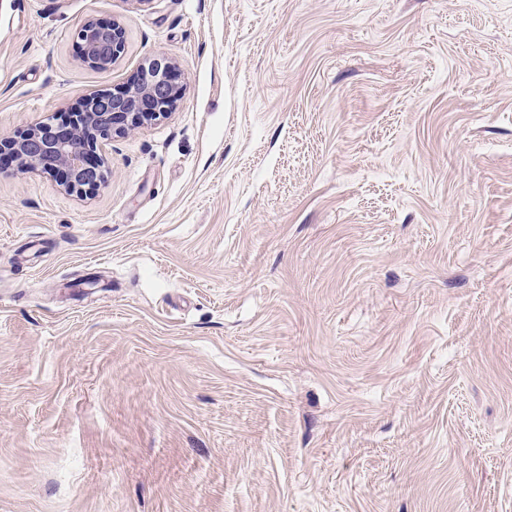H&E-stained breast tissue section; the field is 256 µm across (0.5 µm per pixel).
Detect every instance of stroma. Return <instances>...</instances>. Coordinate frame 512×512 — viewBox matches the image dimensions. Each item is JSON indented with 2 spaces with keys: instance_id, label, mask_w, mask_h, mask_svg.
I'll return each instance as SVG.
<instances>
[{
  "instance_id": "stroma-1",
  "label": "stroma",
  "mask_w": 512,
  "mask_h": 512,
  "mask_svg": "<svg viewBox=\"0 0 512 512\" xmlns=\"http://www.w3.org/2000/svg\"><path fill=\"white\" fill-rule=\"evenodd\" d=\"M153 58L0 173V512H512V0H0V136ZM81 59L100 73H108L125 48V33L118 22L88 21L75 33ZM174 64L152 59L137 80L112 93H93L82 108L70 112V127L58 123L34 124L14 136L0 139L1 159L20 173L55 174L64 169V189L92 196L105 181L102 167L89 159L103 142L123 136L171 112L178 101Z\"/></svg>"
}]
</instances>
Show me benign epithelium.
<instances>
[{"label":"benign epithelium","instance_id":"1","mask_svg":"<svg viewBox=\"0 0 512 512\" xmlns=\"http://www.w3.org/2000/svg\"><path fill=\"white\" fill-rule=\"evenodd\" d=\"M81 59L101 73H108L125 48V33L117 22L89 21L75 33ZM174 64L152 59L140 77L112 93H93L82 108L68 115L70 126L34 124L0 139V159L12 161L20 173L65 170L64 189L92 196L105 181V171L89 159L103 142L126 135L171 112L178 101Z\"/></svg>","mask_w":512,"mask_h":512}]
</instances>
